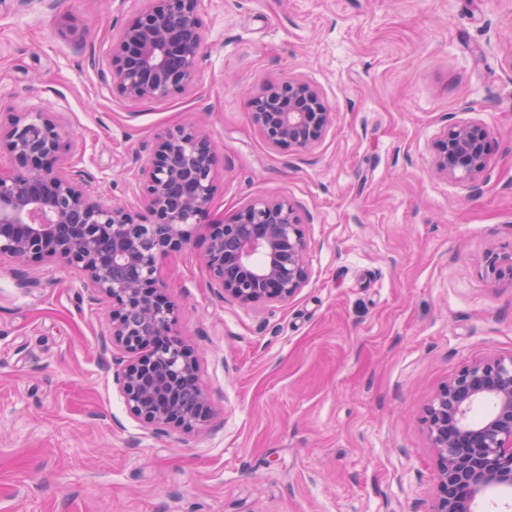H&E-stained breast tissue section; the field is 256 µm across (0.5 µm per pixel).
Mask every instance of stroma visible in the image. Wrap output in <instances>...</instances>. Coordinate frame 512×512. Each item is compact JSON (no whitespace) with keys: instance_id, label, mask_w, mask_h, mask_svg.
<instances>
[{"instance_id":"obj_1","label":"stroma","mask_w":512,"mask_h":512,"mask_svg":"<svg viewBox=\"0 0 512 512\" xmlns=\"http://www.w3.org/2000/svg\"><path fill=\"white\" fill-rule=\"evenodd\" d=\"M143 0H0V124L40 104L86 192L141 204L132 162L162 132L224 146L205 223L161 266L213 415L165 434L134 419L102 350L107 301L46 258L0 264V512H429L423 410L463 365L512 354V286L484 274L512 244V0H200L194 85L130 111L108 55ZM301 75L334 114L312 150L251 120L270 78ZM489 133L474 182L432 168L447 127ZM288 196L310 278L284 304L223 299L212 221Z\"/></svg>"}]
</instances>
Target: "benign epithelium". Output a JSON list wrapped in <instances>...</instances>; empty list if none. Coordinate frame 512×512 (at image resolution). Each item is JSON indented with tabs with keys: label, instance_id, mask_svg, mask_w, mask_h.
<instances>
[{
	"label": "benign epithelium",
	"instance_id": "7a95c632",
	"mask_svg": "<svg viewBox=\"0 0 512 512\" xmlns=\"http://www.w3.org/2000/svg\"><path fill=\"white\" fill-rule=\"evenodd\" d=\"M110 55L109 88L135 108L188 90L204 42L199 0H145ZM252 121L273 149L308 150L332 127L320 91L295 76L266 83L251 103ZM15 172L0 175V263L58 257L83 287L110 303L108 342L121 354L113 381L128 413L157 432L193 431L211 417L189 346L173 331L176 305L162 297L160 265L186 248V227L201 223L215 192L220 157L209 136L168 129L137 155L138 188L147 212L88 196L83 174L59 162L56 116L37 106L0 126ZM489 134L457 124L432 145L436 172L472 179L489 162ZM152 156L141 162L142 154ZM298 206L286 196L256 198L229 220L214 221L205 264L210 287L243 307L286 303L310 270ZM485 273L512 285V247H492ZM494 408L478 423L472 406ZM422 424L436 455L431 512H477L490 489H512V355L461 367L432 397Z\"/></svg>",
	"mask_w": 512,
	"mask_h": 512
}]
</instances>
